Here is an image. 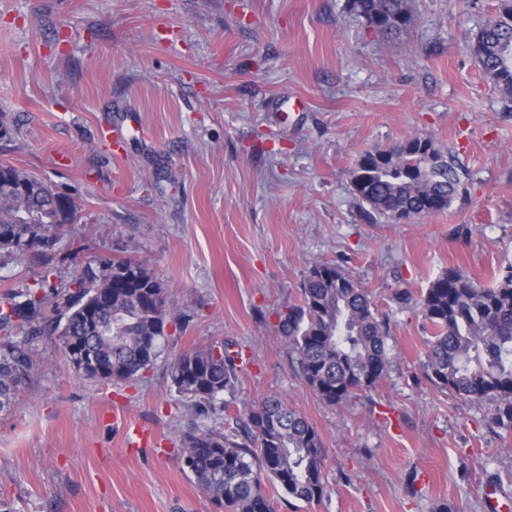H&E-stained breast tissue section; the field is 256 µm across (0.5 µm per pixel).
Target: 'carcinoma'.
<instances>
[{
  "mask_svg": "<svg viewBox=\"0 0 512 512\" xmlns=\"http://www.w3.org/2000/svg\"><path fill=\"white\" fill-rule=\"evenodd\" d=\"M345 8L363 24H379L382 38L416 21L413 0H346ZM468 47L483 74L511 97L512 0H499ZM460 185L452 158L418 135L365 152L351 178L368 217L387 224L447 210ZM57 198L41 178L0 162V258L31 254L41 265L25 290L0 295V412L38 370L34 340L48 326L71 369L90 382L114 385L142 378L167 337L166 288L134 258L88 263L64 288L46 292L53 253L76 217V205L68 202L61 213ZM22 212L29 223H16ZM419 304L431 330L426 378L465 400L491 403L493 422L512 432V268L489 284L461 269L445 270ZM278 330L304 382L328 405L367 394L387 372L389 324L338 265L307 269L301 303L279 313ZM168 377L183 406L207 416L237 383L235 357L215 341L171 359ZM180 446L185 467L218 512H276L267 482L306 503L327 493L322 437L276 395L250 409L240 429L197 427L183 434Z\"/></svg>",
  "mask_w": 512,
  "mask_h": 512,
  "instance_id": "cac0c4a2",
  "label": "carcinoma"
}]
</instances>
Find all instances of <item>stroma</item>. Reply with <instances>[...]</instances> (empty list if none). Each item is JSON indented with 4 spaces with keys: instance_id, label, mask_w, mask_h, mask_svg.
I'll return each instance as SVG.
<instances>
[{
    "instance_id": "1",
    "label": "stroma",
    "mask_w": 512,
    "mask_h": 512,
    "mask_svg": "<svg viewBox=\"0 0 512 512\" xmlns=\"http://www.w3.org/2000/svg\"><path fill=\"white\" fill-rule=\"evenodd\" d=\"M496 6L415 0L414 26L383 40L345 0H0V160L78 207L52 284L130 256L189 316L126 385L82 379L57 334L37 337L45 362L0 413V512H215L180 437L275 394L321 435L328 482L321 502L278 512H488L489 484L512 500V432L425 378L418 305L442 271L487 283L512 266V98L467 45ZM416 134L452 156L460 194L372 222L351 171ZM317 262L361 282L389 323L369 398L325 404L280 339L277 314ZM214 341L241 351L238 381L222 414L199 417L167 365Z\"/></svg>"
}]
</instances>
